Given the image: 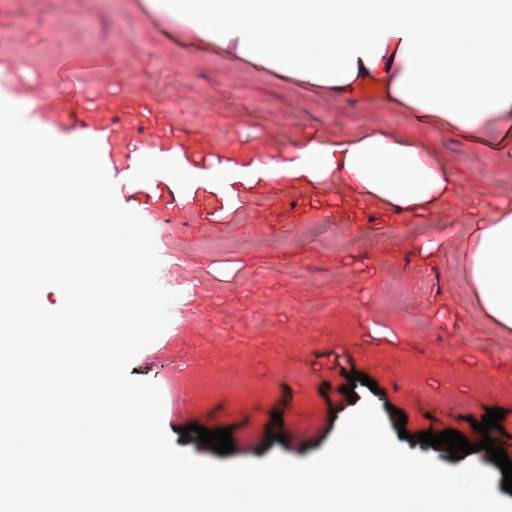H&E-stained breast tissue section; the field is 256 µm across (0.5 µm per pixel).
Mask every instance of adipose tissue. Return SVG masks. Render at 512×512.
<instances>
[{
	"instance_id": "ef3b65f1",
	"label": "adipose tissue",
	"mask_w": 512,
	"mask_h": 512,
	"mask_svg": "<svg viewBox=\"0 0 512 512\" xmlns=\"http://www.w3.org/2000/svg\"><path fill=\"white\" fill-rule=\"evenodd\" d=\"M196 47L235 44L256 71L339 102L375 101L448 127L512 164V0H153ZM224 199L270 183L347 186L358 200L427 222L459 177L422 141L383 128L310 136L264 161L229 156ZM465 285L512 331V206L470 222Z\"/></svg>"
}]
</instances>
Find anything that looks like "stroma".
Here are the masks:
<instances>
[{
	"label": "stroma",
	"instance_id": "1",
	"mask_svg": "<svg viewBox=\"0 0 512 512\" xmlns=\"http://www.w3.org/2000/svg\"><path fill=\"white\" fill-rule=\"evenodd\" d=\"M180 34L148 0H0V96L35 100L27 122L58 140L100 137L118 202L153 228L159 281L178 298L128 373L185 389L182 407L163 410L174 446L218 464L306 461L370 399L401 446L442 466L448 452L414 434L455 430L479 443L472 423L491 408L504 410L495 439L512 450V332L485 319L463 282L464 216L488 199L512 205V166L447 129L410 128L406 113L257 72L232 49L194 51ZM104 58L121 68L101 67ZM362 126L429 143L460 173L458 196L420 224L344 187L282 184L228 214L221 186L168 173L175 146L207 172L230 154L277 157ZM353 372L370 382L349 397ZM194 423L230 429L232 452L182 436Z\"/></svg>",
	"mask_w": 512,
	"mask_h": 512
}]
</instances>
